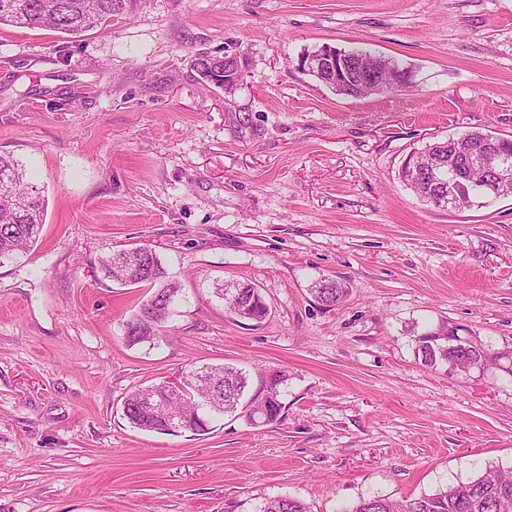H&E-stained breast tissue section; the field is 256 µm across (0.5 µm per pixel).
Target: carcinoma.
Returning <instances> with one entry per match:
<instances>
[{
  "mask_svg": "<svg viewBox=\"0 0 512 512\" xmlns=\"http://www.w3.org/2000/svg\"><path fill=\"white\" fill-rule=\"evenodd\" d=\"M136 0H0V25L49 28L73 36L92 29L133 9ZM195 70L202 79L220 87L224 85L222 58L207 52L196 55ZM445 155L443 181L450 188L470 194L478 191L482 174L476 171L471 181L461 175L459 160L448 153L442 142L426 145L412 157L420 169L432 165ZM46 199L37 186L25 180L22 164L10 155L0 154V264L31 247L42 229ZM143 256L133 254L136 266L118 264L113 256L101 259L104 277L127 286L152 288L154 292L124 325V339L134 346L153 345L168 337L167 322L173 305L181 296L178 281L170 276L155 249L141 247ZM224 289L234 295L224 298V309L243 319L260 320L268 313L259 288L250 281H226ZM311 291L316 301L326 308H334L348 296L349 288L342 282L326 277L315 281ZM417 352L428 366L448 363L461 371L481 362L478 351L465 350L440 342V336L431 333L415 337ZM205 378L186 383V394L176 398L172 407L180 414L186 429L200 431L210 421L232 414L244 406L253 425L276 422L282 411L277 398L266 396L261 400L245 399L248 378L234 366H206ZM155 383L134 391L124 401V417L141 431L167 433L165 423L156 410L141 403L146 393L158 392ZM255 512H309L308 506L294 497H276L256 507ZM342 512H512V467L500 468L467 481H459L432 494L394 499L372 495L359 499Z\"/></svg>",
  "mask_w": 512,
  "mask_h": 512,
  "instance_id": "obj_1",
  "label": "carcinoma"
}]
</instances>
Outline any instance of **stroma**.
<instances>
[{
  "mask_svg": "<svg viewBox=\"0 0 512 512\" xmlns=\"http://www.w3.org/2000/svg\"><path fill=\"white\" fill-rule=\"evenodd\" d=\"M325 44L409 88L334 94L297 67ZM202 51L240 55L243 85L201 82ZM464 130L512 136V0H137L75 38L0 26V153L48 199L0 265V512H341L511 466L512 195L448 212L398 178ZM144 245L188 297L153 347L124 339L148 290L97 273ZM324 276L339 306L312 295ZM227 280L266 317L225 314ZM431 332L493 360L425 365ZM194 364L242 368L279 419L128 423L126 397ZM311 291L319 304L326 308H333L344 301L348 296L349 288L336 279L324 277L315 281ZM254 512H310L308 506L294 497H276L266 500Z\"/></svg>",
  "mask_w": 512,
  "mask_h": 512,
  "instance_id": "stroma-1",
  "label": "stroma"
}]
</instances>
